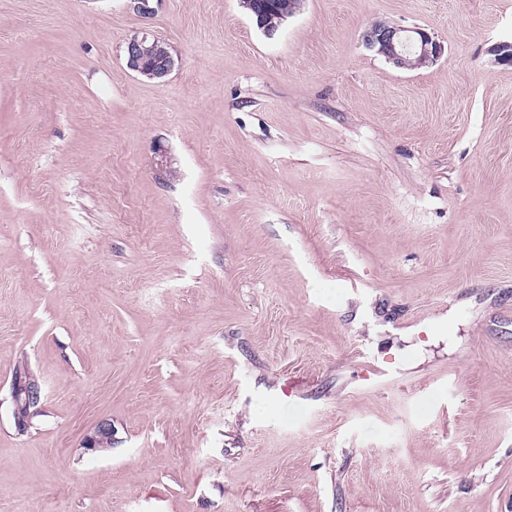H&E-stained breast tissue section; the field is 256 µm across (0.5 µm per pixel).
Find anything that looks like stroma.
Segmentation results:
<instances>
[{
  "mask_svg": "<svg viewBox=\"0 0 512 512\" xmlns=\"http://www.w3.org/2000/svg\"><path fill=\"white\" fill-rule=\"evenodd\" d=\"M149 6L0 0V512H512V0ZM240 4L252 15L256 17L259 27L267 34L273 35L278 26L273 27L271 22H267L268 16H273L274 5L266 0H241ZM365 38L370 48L398 67L409 65L408 58L404 56L407 46L412 47L417 55L416 58L410 56V60L415 59L420 66L434 63L443 52L442 45L421 28L407 30L389 24H373L366 31L364 41ZM127 67L148 80L167 77L175 67L170 47L158 37L133 35L124 45ZM23 360L25 359L18 360L14 365L13 370L17 371L13 373L11 383L13 421L16 431L21 435L27 433L32 426L31 419L40 411L42 396L41 382L29 365L24 363L18 367Z\"/></svg>",
  "mask_w": 512,
  "mask_h": 512,
  "instance_id": "obj_1",
  "label": "stroma"
}]
</instances>
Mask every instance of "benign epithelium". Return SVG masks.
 Wrapping results in <instances>:
<instances>
[{
    "mask_svg": "<svg viewBox=\"0 0 512 512\" xmlns=\"http://www.w3.org/2000/svg\"><path fill=\"white\" fill-rule=\"evenodd\" d=\"M240 4L256 17L259 27L268 35L274 34L278 27L267 22L273 15L274 5L267 0H240ZM370 48L384 56L398 67H406L409 60L404 56L408 46L414 49L415 63L425 66L434 63L442 54V45L421 28L410 30L392 25L374 24L365 33ZM124 58L127 67L148 80H160L167 77L175 67V59L170 47L158 37L133 35L124 45ZM13 402V421L19 434L28 432L31 419L40 411L42 385L29 365L18 367L13 373L11 383ZM112 445V424L103 421L98 424L94 434L87 438L86 446L101 448Z\"/></svg>",
    "mask_w": 512,
    "mask_h": 512,
    "instance_id": "benign-epithelium-1",
    "label": "benign epithelium"
}]
</instances>
